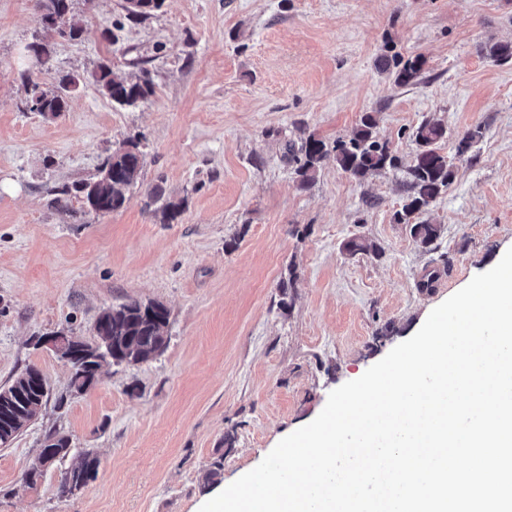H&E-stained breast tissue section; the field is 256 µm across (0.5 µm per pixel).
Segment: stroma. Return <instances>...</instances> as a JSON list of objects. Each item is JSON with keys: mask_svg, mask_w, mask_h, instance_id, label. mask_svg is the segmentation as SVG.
Masks as SVG:
<instances>
[{"mask_svg": "<svg viewBox=\"0 0 512 512\" xmlns=\"http://www.w3.org/2000/svg\"><path fill=\"white\" fill-rule=\"evenodd\" d=\"M123 5L70 0L71 41L47 36L36 0H0V388L29 367L49 386L0 446V512H198L512 247V62L485 55L512 43V0H165L137 22ZM43 39L46 67L30 50ZM394 53L422 58L415 83L380 67ZM102 62L148 71L153 94L116 105L92 77ZM66 73L82 77L66 110L29 111L27 80L53 89ZM367 113L402 169L361 181L330 156L299 188L285 142L349 138ZM426 119L455 171L414 216L441 227L429 248L394 221ZM128 141L144 167L123 208L58 200ZM159 195L182 204L166 223ZM352 239L377 250L351 253ZM431 272L446 283L420 287ZM132 299L168 310L165 350L67 396L68 369L37 338L94 340L99 315ZM51 434L70 457L29 485ZM87 452L96 477L60 495Z\"/></svg>", "mask_w": 512, "mask_h": 512, "instance_id": "35a3bbf8", "label": "stroma"}]
</instances>
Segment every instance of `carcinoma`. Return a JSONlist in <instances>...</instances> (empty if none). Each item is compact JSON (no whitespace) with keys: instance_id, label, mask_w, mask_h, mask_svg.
I'll return each mask as SVG.
<instances>
[{"instance_id":"cac0c4a2","label":"carcinoma","mask_w":512,"mask_h":512,"mask_svg":"<svg viewBox=\"0 0 512 512\" xmlns=\"http://www.w3.org/2000/svg\"><path fill=\"white\" fill-rule=\"evenodd\" d=\"M44 11L43 19L47 33L60 36L68 34L70 39L81 37L82 26L68 17L69 0H39ZM163 0H139L140 8L124 6L127 18L137 20L145 18L162 6ZM487 56L496 63L512 60V43H495L487 49ZM384 69H395V81L400 85L414 82L420 74L423 62L420 58L403 60L395 55H383L379 59ZM94 79L100 90L119 105L132 106L147 99L153 93L152 80L144 71L134 78L118 77L107 63L98 66ZM80 79L73 74L60 77L58 87L52 91L44 90L39 83L27 79L28 108L45 117H55L65 111L68 93L76 88ZM377 121L366 114L352 136L338 139L329 145L321 139L309 136L301 145L292 141L285 142L284 157L295 164L298 186L306 189L316 179L323 160L334 154L336 165L358 180L384 170H393L401 165L400 158L394 153L389 142L378 137ZM446 136L445 127L436 121L425 120L415 131V139L420 146L413 163L406 169L407 198L402 209L394 214L397 224L409 227L411 237L422 247L428 248L440 236V228L435 224L412 221V216L430 206L438 197L447 192L453 183L455 172L448 157L439 152L438 143ZM143 156L134 143L112 152L100 174L91 181H81L61 189L65 196L74 195L82 199L87 208L98 213H109L124 207L128 198L125 190L137 183L141 176ZM158 303L144 304L136 300L109 309L98 318L104 334L92 342H85L84 348L90 356L105 358L108 348H117L129 342L136 344L137 352L119 362L137 364L148 354L162 352L167 344L166 328L169 317L157 321L145 318L150 308H158ZM90 367L80 361L71 364V391L80 390L89 385ZM43 400L35 395L24 405L8 401L0 394V443L6 442L15 432L26 426L41 410ZM71 452L69 440L49 435L40 453L51 454L65 459ZM98 468V459L91 453L83 454L80 461L65 471L59 483V493L63 496L80 490L94 478Z\"/></svg>"}]
</instances>
